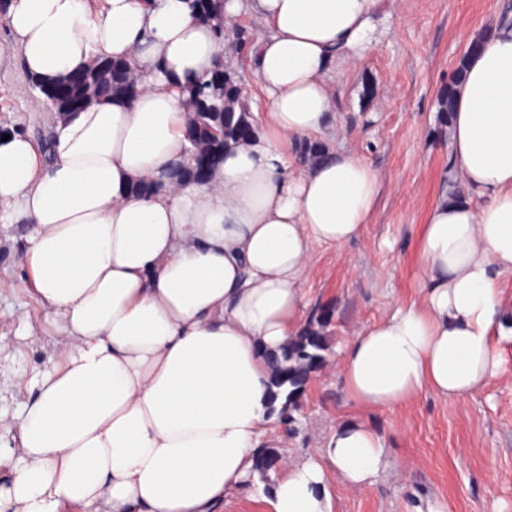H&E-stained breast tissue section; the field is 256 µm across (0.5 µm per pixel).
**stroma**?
<instances>
[{"mask_svg": "<svg viewBox=\"0 0 512 512\" xmlns=\"http://www.w3.org/2000/svg\"><path fill=\"white\" fill-rule=\"evenodd\" d=\"M512 20V0H385L377 38L361 62L336 77V112L322 139L371 164L380 194L361 236L318 246L307 269L308 304L334 307V350L397 304L419 296V231L460 179L438 99L471 42ZM26 75L9 30L0 25V132L34 141L55 114ZM28 229L0 208V440L26 397L20 375L46 359L53 328L36 299L20 289ZM363 420L381 435L385 465L373 486L332 480L333 512H512V351L503 370L463 401L423 392L397 410L350 401L335 367L308 391L302 432L270 426L266 440L296 461L321 448L336 425Z\"/></svg>", "mask_w": 512, "mask_h": 512, "instance_id": "obj_1", "label": "stroma"}]
</instances>
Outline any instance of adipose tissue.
<instances>
[{
    "label": "adipose tissue",
    "instance_id": "obj_1",
    "mask_svg": "<svg viewBox=\"0 0 512 512\" xmlns=\"http://www.w3.org/2000/svg\"><path fill=\"white\" fill-rule=\"evenodd\" d=\"M383 0H226L268 28L253 57L267 130L224 155L204 187L132 197L178 160L184 114L172 77L209 74L221 48L190 0H9L1 21L29 77L135 56L152 77L57 123L50 151L0 140V206L28 221L21 287L57 330L0 444V512H218L243 489L271 420L274 350L304 323L313 250L357 238L380 180L354 155L315 165L289 145L330 127L337 72L360 61ZM165 74H157V65ZM450 147L470 201L436 205L418 239V300L341 354L356 405L403 406L429 391L461 400L512 349V26L464 61ZM381 437L341 424L285 467L267 512H332V477L367 488Z\"/></svg>",
    "mask_w": 512,
    "mask_h": 512
}]
</instances>
